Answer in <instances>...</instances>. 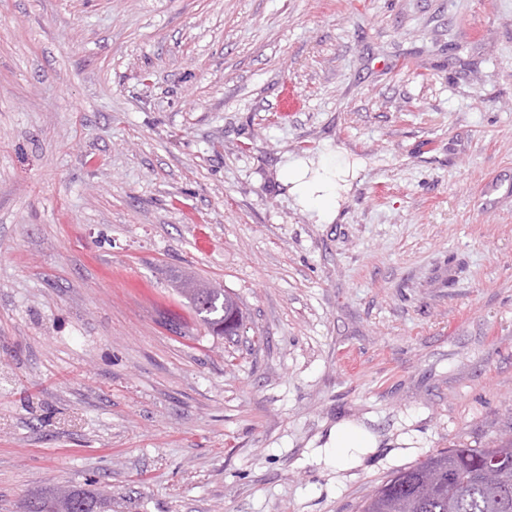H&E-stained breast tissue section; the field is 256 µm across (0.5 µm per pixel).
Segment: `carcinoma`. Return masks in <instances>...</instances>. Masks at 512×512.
Masks as SVG:
<instances>
[{
	"label": "carcinoma",
	"mask_w": 512,
	"mask_h": 512,
	"mask_svg": "<svg viewBox=\"0 0 512 512\" xmlns=\"http://www.w3.org/2000/svg\"><path fill=\"white\" fill-rule=\"evenodd\" d=\"M212 332L236 336L244 326L238 302L222 288L193 278L177 285ZM498 458L494 483L482 478L487 459ZM21 512H112V498L79 488H49L28 496ZM361 512H512V444L498 448H448L394 472Z\"/></svg>",
	"instance_id": "obj_1"
}]
</instances>
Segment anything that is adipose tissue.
<instances>
[{
	"mask_svg": "<svg viewBox=\"0 0 512 512\" xmlns=\"http://www.w3.org/2000/svg\"><path fill=\"white\" fill-rule=\"evenodd\" d=\"M353 175L352 168L334 166L322 156L285 162L278 180L295 206L316 223L330 224L339 213ZM379 444V436L366 424L341 420L329 430L322 455L325 462L350 469L359 466Z\"/></svg>",
	"mask_w": 512,
	"mask_h": 512,
	"instance_id": "ef3b65f1",
	"label": "adipose tissue"
}]
</instances>
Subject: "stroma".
<instances>
[{"mask_svg":"<svg viewBox=\"0 0 512 512\" xmlns=\"http://www.w3.org/2000/svg\"><path fill=\"white\" fill-rule=\"evenodd\" d=\"M329 148L361 171L316 224L278 165ZM509 435L512 0H0V512H358ZM213 333L237 336L244 326V315L238 302L224 292L193 278L181 280L176 288ZM380 444V437L366 424L341 420L331 427L322 447L327 463L343 469L359 466ZM22 512H112V498L79 488H49L28 496Z\"/></svg>","mask_w":512,"mask_h":512,"instance_id":"stroma-1","label":"stroma"}]
</instances>
